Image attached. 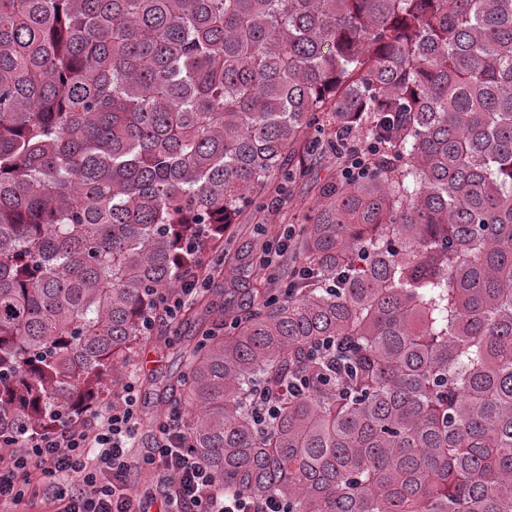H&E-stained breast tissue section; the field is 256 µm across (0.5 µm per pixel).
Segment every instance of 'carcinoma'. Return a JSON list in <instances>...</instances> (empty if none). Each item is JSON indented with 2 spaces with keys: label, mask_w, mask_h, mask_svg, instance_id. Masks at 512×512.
<instances>
[{
  "label": "carcinoma",
  "mask_w": 512,
  "mask_h": 512,
  "mask_svg": "<svg viewBox=\"0 0 512 512\" xmlns=\"http://www.w3.org/2000/svg\"><path fill=\"white\" fill-rule=\"evenodd\" d=\"M314 152L361 173L224 313L230 226ZM188 281L145 426L180 416L218 489L512 512V0H0V452L123 385Z\"/></svg>",
  "instance_id": "1"
}]
</instances>
